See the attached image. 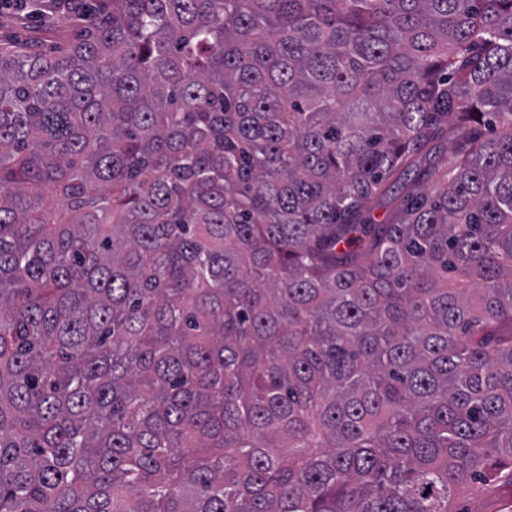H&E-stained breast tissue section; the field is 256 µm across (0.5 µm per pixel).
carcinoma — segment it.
Returning <instances> with one entry per match:
<instances>
[{
    "instance_id": "obj_1",
    "label": "carcinoma",
    "mask_w": 512,
    "mask_h": 512,
    "mask_svg": "<svg viewBox=\"0 0 512 512\" xmlns=\"http://www.w3.org/2000/svg\"><path fill=\"white\" fill-rule=\"evenodd\" d=\"M103 2L0 44V512L512 474V0Z\"/></svg>"
}]
</instances>
